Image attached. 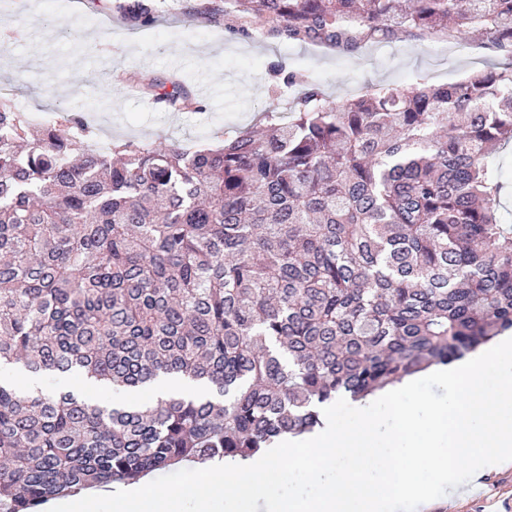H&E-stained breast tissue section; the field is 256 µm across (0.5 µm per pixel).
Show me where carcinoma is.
<instances>
[{"mask_svg":"<svg viewBox=\"0 0 512 512\" xmlns=\"http://www.w3.org/2000/svg\"><path fill=\"white\" fill-rule=\"evenodd\" d=\"M347 54L472 36L503 59L442 86L346 100L302 87L288 118L212 147L97 153L85 115L35 126L0 102V366L116 391L91 404L0 381V512L194 458H247L319 406L463 358L512 330V227L490 158L512 139V0H233ZM149 26L153 5L117 6ZM156 98L179 111V82ZM179 393L185 396H203L207 394V388L199 382L188 378H181L174 381H165L161 384L154 385L148 390H140L115 394L108 392L100 397L97 402L112 404L115 401L137 402L144 398L155 399L161 393Z\"/></svg>","mask_w":512,"mask_h":512,"instance_id":"1","label":"carcinoma"}]
</instances>
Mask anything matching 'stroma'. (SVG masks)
I'll return each instance as SVG.
<instances>
[{
  "label": "stroma",
  "mask_w": 512,
  "mask_h": 512,
  "mask_svg": "<svg viewBox=\"0 0 512 512\" xmlns=\"http://www.w3.org/2000/svg\"><path fill=\"white\" fill-rule=\"evenodd\" d=\"M153 2L155 24L140 27L116 10V0H63L50 12L42 0H0L6 102L26 116L58 107L83 111L91 140L109 146L202 145L258 125L268 107L291 106V72L314 79L336 100L418 76L451 83L494 61L474 45L439 52L434 42L415 38L339 55L273 33L266 22L241 20L226 0ZM171 76L184 82L197 108L161 112L142 93L141 84ZM118 79L131 81V89L113 93ZM429 512H512V465L434 500Z\"/></svg>",
  "instance_id": "stroma-1"
}]
</instances>
